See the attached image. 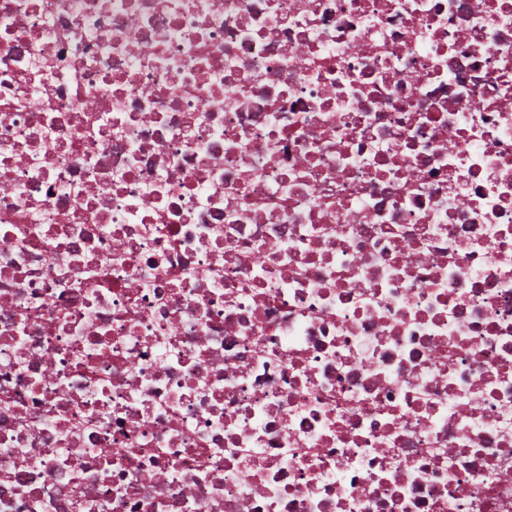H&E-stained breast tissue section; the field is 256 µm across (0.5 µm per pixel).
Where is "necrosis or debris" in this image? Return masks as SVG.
I'll return each mask as SVG.
<instances>
[{
	"mask_svg": "<svg viewBox=\"0 0 512 512\" xmlns=\"http://www.w3.org/2000/svg\"><path fill=\"white\" fill-rule=\"evenodd\" d=\"M0 512H512V0H0Z\"/></svg>",
	"mask_w": 512,
	"mask_h": 512,
	"instance_id": "1",
	"label": "necrosis or debris"
}]
</instances>
